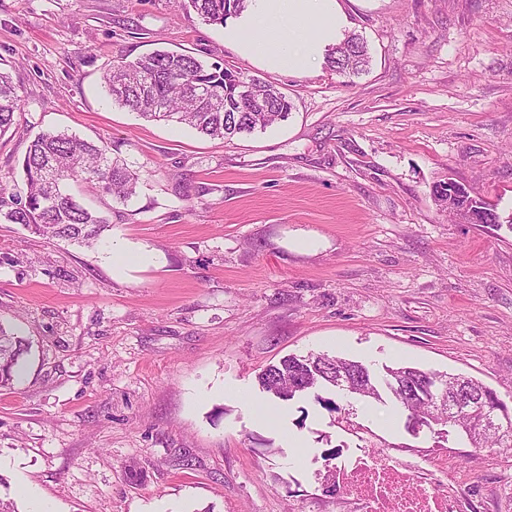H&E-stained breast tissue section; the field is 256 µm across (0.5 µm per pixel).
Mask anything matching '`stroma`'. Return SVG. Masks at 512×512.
<instances>
[{"mask_svg":"<svg viewBox=\"0 0 512 512\" xmlns=\"http://www.w3.org/2000/svg\"><path fill=\"white\" fill-rule=\"evenodd\" d=\"M366 73L242 57L187 0H0L22 99L0 198L34 136L108 144L140 176L92 247L0 219V322L30 343L0 392V476L20 512H336L313 472L351 436L314 398L257 383L289 355L464 373L512 405V0H341ZM156 49L241 69L291 99L265 131L210 139L112 104L105 67ZM495 206L464 224L447 179ZM150 252L116 272L113 242ZM358 419L415 465L454 462L501 512L512 450L434 447L388 403ZM191 467H184V460ZM455 186H457V193L460 196V200L456 204H454V193L449 190L448 191V182L439 184L436 186L434 190V196L437 201L445 204L446 209L449 212L455 213L456 215H460V207L464 204L468 203V205L473 204L475 208H477L479 212V217L482 221V224H499V215L495 211L494 205L483 201L478 196L474 195L472 190H468L462 184H459L454 181ZM454 207H448V205H453Z\"/></svg>","mask_w":512,"mask_h":512,"instance_id":"1","label":"stroma"}]
</instances>
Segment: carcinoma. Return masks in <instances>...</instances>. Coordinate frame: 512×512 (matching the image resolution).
<instances>
[{"mask_svg":"<svg viewBox=\"0 0 512 512\" xmlns=\"http://www.w3.org/2000/svg\"><path fill=\"white\" fill-rule=\"evenodd\" d=\"M189 5L213 25L223 26L227 20L240 17L250 0H188ZM327 66L345 75H358L369 64L366 42L351 33L337 45L327 49ZM112 102L130 109L150 121L186 125L210 138H230L264 130L288 117L292 104L288 95L275 85L244 72L218 64L207 65L191 51L155 50L130 61L108 67L101 76ZM249 84L265 97V108L255 109L241 97L239 88ZM21 109V98L9 70L0 67V134L14 124ZM21 168L27 191L10 201L0 199L3 218L19 224L33 234L57 238L91 247L109 227L107 218L72 194L66 181L76 179L90 183L112 199L124 203L137 193L140 177L127 163L112 158V146L98 145L75 134L40 133L35 136L22 159ZM460 200L448 211L460 214L468 203L478 209L484 224L499 223L494 205L457 185ZM27 340L0 323V391L13 387L23 370ZM358 373L356 401L389 399L407 413L406 429L414 436L423 429L433 434L437 447L444 448L457 439L470 448L512 449V406H508L495 390L481 381L461 375H440L439 390L454 394L459 385L477 397L485 408L496 414L500 428L492 429L478 416L463 415L451 423L448 411H430L424 382L433 378L428 371L410 365L386 366L377 375L363 362L343 356L310 354L291 355L267 367L259 375L262 390L275 399L290 401L315 394L316 401L329 410L337 409L330 398L319 390L336 388V372ZM353 404L345 412L344 430L358 436L368 434L364 425L355 421Z\"/></svg>","mask_w":512,"mask_h":512,"instance_id":"carcinoma-1","label":"carcinoma"}]
</instances>
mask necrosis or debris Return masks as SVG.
I'll return each instance as SVG.
<instances>
[{"mask_svg": "<svg viewBox=\"0 0 512 512\" xmlns=\"http://www.w3.org/2000/svg\"><path fill=\"white\" fill-rule=\"evenodd\" d=\"M341 493L336 512H466L458 480L433 479L392 453L337 457L318 475Z\"/></svg>", "mask_w": 512, "mask_h": 512, "instance_id": "necrosis-or-debris-1", "label": "necrosis or debris"}]
</instances>
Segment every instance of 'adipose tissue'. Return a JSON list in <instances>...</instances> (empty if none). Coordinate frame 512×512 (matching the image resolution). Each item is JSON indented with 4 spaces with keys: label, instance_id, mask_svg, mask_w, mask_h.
I'll list each match as a JSON object with an SVG mask.
<instances>
[{
    "label": "adipose tissue",
    "instance_id": "adipose-tissue-1",
    "mask_svg": "<svg viewBox=\"0 0 512 512\" xmlns=\"http://www.w3.org/2000/svg\"><path fill=\"white\" fill-rule=\"evenodd\" d=\"M246 15L252 35L231 19L225 26L229 38L245 57L291 73L306 72L350 24L340 0H252Z\"/></svg>",
    "mask_w": 512,
    "mask_h": 512
}]
</instances>
